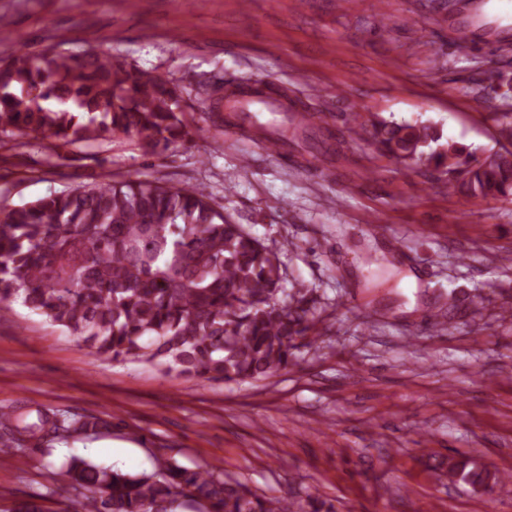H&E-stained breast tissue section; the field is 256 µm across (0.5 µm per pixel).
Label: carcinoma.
I'll return each mask as SVG.
<instances>
[{"instance_id": "cac0c4a2", "label": "carcinoma", "mask_w": 512, "mask_h": 512, "mask_svg": "<svg viewBox=\"0 0 512 512\" xmlns=\"http://www.w3.org/2000/svg\"><path fill=\"white\" fill-rule=\"evenodd\" d=\"M170 82L128 69L97 51L73 61L53 47L0 60V130L76 143L117 133L153 153L195 135L177 111ZM382 154L405 165L445 166L448 191L512 195V151L489 163L431 125L361 122ZM277 252L216 210L199 187L106 181L0 208V305L29 310L81 339L95 354L138 361L197 380L265 379L291 365L314 326L306 293L284 287ZM100 417L58 422L37 411L25 422L0 413V452L49 447L106 429ZM163 474L132 475L72 459L60 493L81 495L82 512H178L180 498L206 512H335L311 498L295 506L259 495L222 469L163 462ZM448 472L471 484L487 473L448 458Z\"/></svg>"}]
</instances>
